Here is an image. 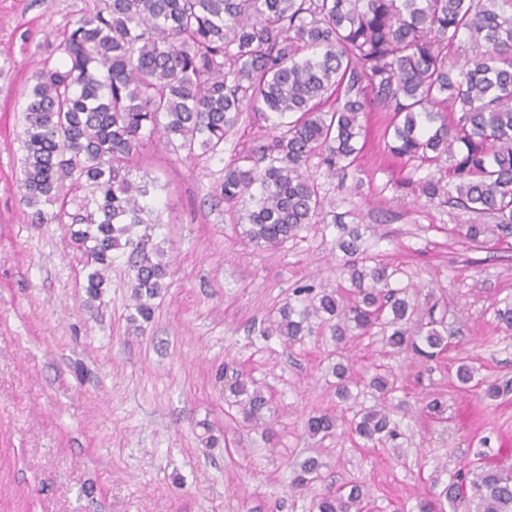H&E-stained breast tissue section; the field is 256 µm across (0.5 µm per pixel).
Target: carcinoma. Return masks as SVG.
Masks as SVG:
<instances>
[{
  "label": "carcinoma",
  "instance_id": "cac0c4a2",
  "mask_svg": "<svg viewBox=\"0 0 512 512\" xmlns=\"http://www.w3.org/2000/svg\"><path fill=\"white\" fill-rule=\"evenodd\" d=\"M463 36L468 50L449 59ZM53 52L66 65L45 57L27 94L22 199L36 224L85 225L71 236L89 268V302L100 299L115 254L129 252L137 332L153 318L169 264L163 249L147 247L148 234L135 236L149 183L132 178V161L155 138L188 157L220 154L246 110L277 134L260 158L247 153L224 166L219 196L241 205L237 223L258 248H278L324 217L307 164L317 157L333 172L355 161L366 91L394 114L391 153L448 165L457 179L451 202L493 219L466 225L468 238L512 235V0H97ZM67 186L88 191L74 213ZM360 240L354 227L339 243L354 301L298 288L263 334L292 345L325 326L340 346L379 325L394 352L444 351L443 321L391 287L398 269L364 255ZM352 374L348 360L332 367L352 417L314 411L306 433L324 439L346 429L375 446L398 438L393 409L358 404ZM362 384L384 394L390 381L377 368ZM224 398L245 423L265 429L274 420L272 398L254 380L230 378ZM323 466L305 458L293 485L320 481ZM367 497L360 484L329 487L313 509L364 512ZM448 502L512 512V473L467 467L419 509L444 512Z\"/></svg>",
  "mask_w": 512,
  "mask_h": 512
}]
</instances>
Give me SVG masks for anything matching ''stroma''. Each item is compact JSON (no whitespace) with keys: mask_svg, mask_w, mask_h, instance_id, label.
Returning <instances> with one entry per match:
<instances>
[{"mask_svg":"<svg viewBox=\"0 0 512 512\" xmlns=\"http://www.w3.org/2000/svg\"><path fill=\"white\" fill-rule=\"evenodd\" d=\"M94 0H0V512H311L329 484H364L366 512H419L465 463L512 472V393L481 387L512 378V235L473 242L476 214L448 202L446 168L393 155L384 131L392 115L366 98L353 165L309 172L327 222L275 250L245 242L236 208L216 188L224 166L266 144L267 122L243 113L220 155L186 157L162 142L134 159L150 184V245L170 261L167 286L143 334L132 331L127 257L112 265L100 300L87 302L80 253L59 224H35L20 199L22 112L31 76L56 33ZM440 179L426 201L420 184ZM340 214L343 225L330 222ZM399 268L423 309L448 324V347L430 360L388 352L369 331L344 347L356 374L375 365L395 377L400 436L372 446L348 433L309 436L315 410L344 411L327 366L329 333L285 347L262 336L264 321L304 284L346 287L343 227ZM477 387L455 382L459 362ZM244 374L271 395L279 415L272 441L225 416L224 376ZM444 407L433 419L431 401ZM227 447H208L201 421ZM321 457L323 480L292 494V470Z\"/></svg>","mask_w":512,"mask_h":512,"instance_id":"stroma-1","label":"stroma"}]
</instances>
